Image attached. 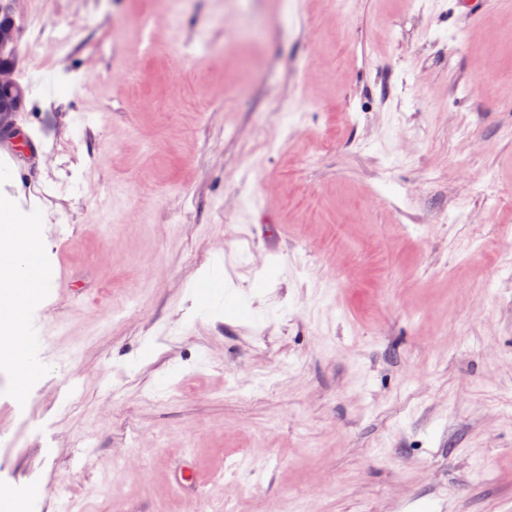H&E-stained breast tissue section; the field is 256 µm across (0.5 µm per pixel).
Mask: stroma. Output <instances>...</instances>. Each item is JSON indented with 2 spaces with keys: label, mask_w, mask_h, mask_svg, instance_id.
Segmentation results:
<instances>
[{
  "label": "stroma",
  "mask_w": 512,
  "mask_h": 512,
  "mask_svg": "<svg viewBox=\"0 0 512 512\" xmlns=\"http://www.w3.org/2000/svg\"><path fill=\"white\" fill-rule=\"evenodd\" d=\"M13 9L30 153L0 150V200L47 212L57 283L0 488L55 484L34 512H512V280L487 287L512 258V0Z\"/></svg>",
  "instance_id": "1"
}]
</instances>
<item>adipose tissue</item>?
Returning a JSON list of instances; mask_svg holds the SVG:
<instances>
[{"mask_svg":"<svg viewBox=\"0 0 512 512\" xmlns=\"http://www.w3.org/2000/svg\"><path fill=\"white\" fill-rule=\"evenodd\" d=\"M47 221L40 206L22 213L11 203H0V362L13 367L14 389L21 398L31 382L29 307L49 276L37 231Z\"/></svg>","mask_w":512,"mask_h":512,"instance_id":"adipose-tissue-1","label":"adipose tissue"}]
</instances>
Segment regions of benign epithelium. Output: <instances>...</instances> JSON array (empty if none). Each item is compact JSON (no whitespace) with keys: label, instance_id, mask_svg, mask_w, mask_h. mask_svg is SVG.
Instances as JSON below:
<instances>
[{"label":"benign epithelium","instance_id":"1","mask_svg":"<svg viewBox=\"0 0 512 512\" xmlns=\"http://www.w3.org/2000/svg\"><path fill=\"white\" fill-rule=\"evenodd\" d=\"M18 33L10 8L0 4V136L17 134L14 117L21 111L24 91L13 79Z\"/></svg>","mask_w":512,"mask_h":512}]
</instances>
